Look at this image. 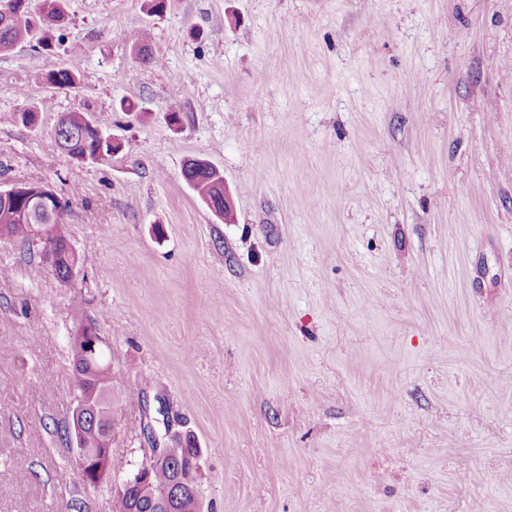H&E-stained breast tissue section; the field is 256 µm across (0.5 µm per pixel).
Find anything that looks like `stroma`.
<instances>
[{"label":"stroma","instance_id":"stroma-1","mask_svg":"<svg viewBox=\"0 0 512 512\" xmlns=\"http://www.w3.org/2000/svg\"><path fill=\"white\" fill-rule=\"evenodd\" d=\"M67 13L53 50L0 53V183L68 200L79 258L66 284L0 238V512H112L171 429L203 512H512V0ZM61 65L79 88H46ZM82 111L109 115L110 162L56 146ZM84 323L112 354L95 488L55 432ZM187 166L188 184L197 193L199 198L209 207L210 202L224 197V205L231 203V197L224 187V173L203 159L189 160ZM224 206L223 218L226 220L232 215V207Z\"/></svg>","mask_w":512,"mask_h":512}]
</instances>
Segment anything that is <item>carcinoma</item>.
Returning <instances> with one entry per match:
<instances>
[{"instance_id": "1", "label": "carcinoma", "mask_w": 512, "mask_h": 512, "mask_svg": "<svg viewBox=\"0 0 512 512\" xmlns=\"http://www.w3.org/2000/svg\"><path fill=\"white\" fill-rule=\"evenodd\" d=\"M66 0H43L38 16L29 9V0H0V20L3 14L11 17L10 24L0 31V53L9 52L25 43L49 49L54 32L63 28L60 21L67 18ZM49 88H75L79 78L68 67H58L45 74ZM67 127L72 138L70 157L90 156L93 162L101 163L112 159L116 150L107 137L108 119L103 115L85 112L67 114ZM188 184L199 198L210 204L224 196V173L203 159H192L187 166ZM23 202L0 200V238L19 241L30 245L31 226L21 222L16 214ZM69 206L60 200L46 223L55 231H61L67 223ZM72 370L84 376L88 395H96L95 409L86 416L82 425V437L86 448L100 458H108L112 447V367L106 356L90 363L84 356L83 345L70 342ZM112 512H157V505L149 490L135 488L122 496L116 494L112 500Z\"/></svg>"}]
</instances>
